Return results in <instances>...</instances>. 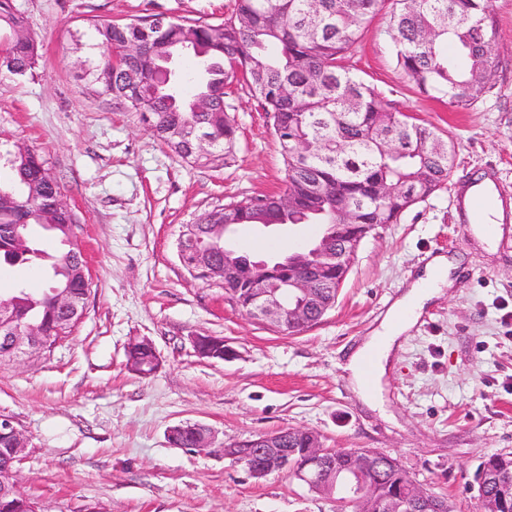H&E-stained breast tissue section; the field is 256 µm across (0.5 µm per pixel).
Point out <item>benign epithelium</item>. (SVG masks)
Here are the masks:
<instances>
[{"label": "benign epithelium", "mask_w": 512, "mask_h": 512, "mask_svg": "<svg viewBox=\"0 0 512 512\" xmlns=\"http://www.w3.org/2000/svg\"><path fill=\"white\" fill-rule=\"evenodd\" d=\"M219 243L180 232L177 253L180 262L187 255L194 261L191 276L224 289L232 301L252 319L269 324L280 333L301 332L312 323L311 299L314 285L328 281L341 286L348 274L344 263L347 247L333 246L329 239H316L304 249L293 253L285 264L298 268L294 275L282 270L286 293L279 288H266L260 276L263 264L242 256L233 261L211 259ZM51 298L62 320L70 321L72 301L60 288L50 289ZM13 300L0 296V362L15 363L39 356L52 347V337L36 322L19 323L10 313ZM196 354L201 358L224 360L227 346L216 336L194 337ZM195 438V448L202 450L212 444L210 431L199 423L185 422L170 428L169 441L184 446L188 435ZM11 446L13 461L20 462L30 445L29 438L8 418H0V436ZM304 442V447L297 446ZM347 461L344 494L358 505V512H445V505L436 494L418 485L406 472L393 481L381 477V467L399 468L398 460L368 449L325 448L317 434L288 428L258 434L224 446V456L241 465L251 477L261 479L273 472H290L314 491L331 495L336 490V455Z\"/></svg>", "instance_id": "benign-epithelium-1"}]
</instances>
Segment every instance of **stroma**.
Returning <instances> with one entry per match:
<instances>
[{
    "label": "stroma",
    "mask_w": 512,
    "mask_h": 512,
    "mask_svg": "<svg viewBox=\"0 0 512 512\" xmlns=\"http://www.w3.org/2000/svg\"><path fill=\"white\" fill-rule=\"evenodd\" d=\"M39 43L37 74L0 77V180L18 146L43 156L78 220L90 290L84 315L51 352L0 366V415L31 439L23 490L45 512H330L324 495L288 473L251 478L226 444L302 427L327 448L397 458L418 484L476 512L475 477L512 453V229L492 249L458 223L455 196L491 171L512 192V0H492L495 67L469 108L420 94L394 61L389 16L371 21L353 71L432 124L454 147L446 189L375 227L323 319L283 335L248 318L222 288L192 278L177 256L183 225L202 211L282 192L271 120L246 85L226 98L238 125L235 159L196 165L155 138L139 113L90 90L80 38L90 20L161 15L217 24L233 0H15ZM313 225L241 229L233 244L274 259L318 235ZM455 257L454 284L400 339L377 408L347 369L351 352L435 255ZM51 284L45 263L0 265V291ZM220 336L230 358L199 357L197 336ZM152 342L161 358L131 371L126 348ZM210 429L203 451L168 441L171 427Z\"/></svg>",
    "instance_id": "stroma-1"
}]
</instances>
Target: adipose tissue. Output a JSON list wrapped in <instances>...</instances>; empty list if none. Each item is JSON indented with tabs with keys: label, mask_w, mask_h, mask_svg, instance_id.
<instances>
[{
	"label": "adipose tissue",
	"mask_w": 512,
	"mask_h": 512,
	"mask_svg": "<svg viewBox=\"0 0 512 512\" xmlns=\"http://www.w3.org/2000/svg\"><path fill=\"white\" fill-rule=\"evenodd\" d=\"M457 267L455 258L443 255L433 257L389 311L380 330L369 336L351 355L349 368L352 378L366 403H376L381 381L388 371L398 339L416 323L427 302L439 297L443 286L451 284L452 274Z\"/></svg>",
	"instance_id": "ef3b65f1"
}]
</instances>
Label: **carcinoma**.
Listing matches in <instances>:
<instances>
[{
	"mask_svg": "<svg viewBox=\"0 0 512 512\" xmlns=\"http://www.w3.org/2000/svg\"><path fill=\"white\" fill-rule=\"evenodd\" d=\"M389 15L395 62L422 94L446 98L462 109L486 90L485 45L495 33L491 0H235L224 22L182 24L167 21L144 33L129 22H89L88 48L96 60L86 78L93 91L116 104L152 116L155 136L180 158L207 164L216 152L224 164L235 157V121L226 110L225 89L246 83L263 112L285 131L279 140L285 166L288 207L281 195L230 202L198 214L196 234L206 237L214 224H320L336 233L349 209L354 224H397L412 206L447 188L454 150L434 127L384 99L356 77L351 62L372 19ZM0 56L8 61L2 77L36 74L37 40L27 33L14 0H0ZM194 35L191 52L205 64L195 91L186 96L173 73L162 86L159 57L181 47L185 29ZM142 51L120 69L112 57L127 44ZM461 89L468 99L457 97ZM199 99L210 100L206 111ZM212 137L210 151L200 152L181 136L192 129ZM14 178L0 184V226L27 221L25 237L39 224H73L69 216L31 213V191L55 180L35 151L16 156ZM19 243L0 236V258L25 261ZM51 257L63 270L60 285L84 300L89 282L76 270L68 251ZM17 319L42 323L59 335L60 320L47 293L27 292L14 305ZM25 495L0 492V512H33Z\"/></svg>",
	"mask_w": 512,
	"mask_h": 512,
	"instance_id": "1",
	"label": "carcinoma"
}]
</instances>
